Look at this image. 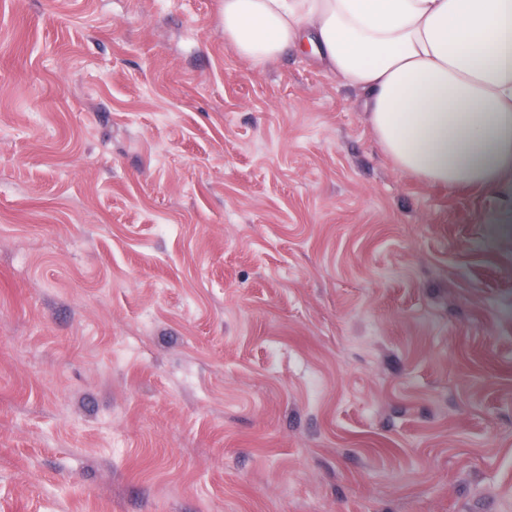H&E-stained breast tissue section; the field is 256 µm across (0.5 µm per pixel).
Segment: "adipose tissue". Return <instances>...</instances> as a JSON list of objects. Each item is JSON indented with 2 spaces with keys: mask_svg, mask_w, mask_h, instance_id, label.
Listing matches in <instances>:
<instances>
[{
  "mask_svg": "<svg viewBox=\"0 0 512 512\" xmlns=\"http://www.w3.org/2000/svg\"><path fill=\"white\" fill-rule=\"evenodd\" d=\"M220 2L252 64L311 47L400 168L452 188L512 181V0Z\"/></svg>",
  "mask_w": 512,
  "mask_h": 512,
  "instance_id": "adipose-tissue-1",
  "label": "adipose tissue"
}]
</instances>
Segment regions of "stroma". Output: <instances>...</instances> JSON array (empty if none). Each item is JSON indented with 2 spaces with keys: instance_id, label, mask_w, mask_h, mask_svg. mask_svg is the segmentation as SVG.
<instances>
[{
  "instance_id": "1",
  "label": "stroma",
  "mask_w": 512,
  "mask_h": 512,
  "mask_svg": "<svg viewBox=\"0 0 512 512\" xmlns=\"http://www.w3.org/2000/svg\"><path fill=\"white\" fill-rule=\"evenodd\" d=\"M217 0H0V512H512V210Z\"/></svg>"
}]
</instances>
